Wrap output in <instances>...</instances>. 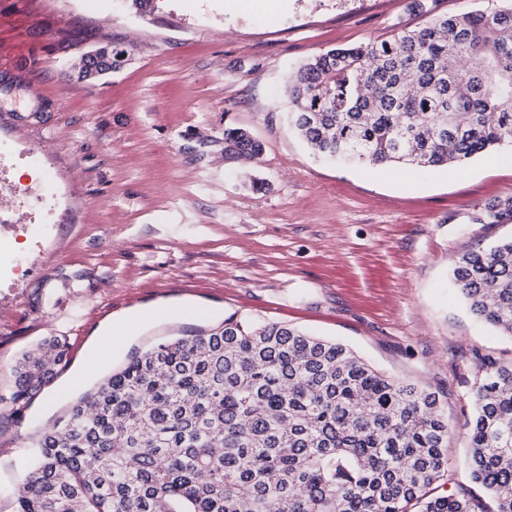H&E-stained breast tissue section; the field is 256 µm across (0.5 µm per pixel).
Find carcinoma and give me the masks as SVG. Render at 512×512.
I'll return each instance as SVG.
<instances>
[{
    "label": "carcinoma",
    "instance_id": "cac0c4a2",
    "mask_svg": "<svg viewBox=\"0 0 512 512\" xmlns=\"http://www.w3.org/2000/svg\"><path fill=\"white\" fill-rule=\"evenodd\" d=\"M288 120L341 163L459 166L512 151V0L431 18L301 67ZM262 145L224 131V154ZM512 221V198L478 218ZM470 311L512 336V237L459 257ZM67 364L50 337L24 353L20 406ZM471 479L439 495V392L392 380L354 350L279 322L224 324L133 354L36 444L15 512H512V359L475 363Z\"/></svg>",
    "mask_w": 512,
    "mask_h": 512
}]
</instances>
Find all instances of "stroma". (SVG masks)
<instances>
[{
  "label": "stroma",
  "instance_id": "35a3bbf8",
  "mask_svg": "<svg viewBox=\"0 0 512 512\" xmlns=\"http://www.w3.org/2000/svg\"><path fill=\"white\" fill-rule=\"evenodd\" d=\"M0 0V512H15L38 439L132 353L238 313L340 341L441 394L448 468L473 486L464 435L477 357L512 337L476 320L456 258L512 236V154L435 169L338 165L292 130L291 73L478 0ZM126 48L82 79L83 56ZM263 145L224 154V131ZM51 180V195L43 182ZM44 225L40 236L29 225ZM148 315L96 367L112 323ZM68 363L14 408V369L43 339Z\"/></svg>",
  "mask_w": 512,
  "mask_h": 512
}]
</instances>
